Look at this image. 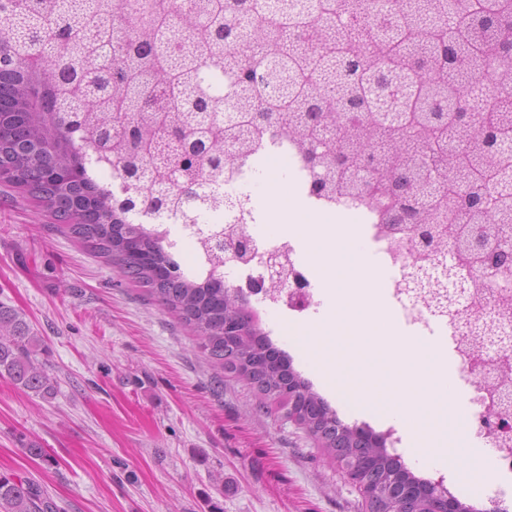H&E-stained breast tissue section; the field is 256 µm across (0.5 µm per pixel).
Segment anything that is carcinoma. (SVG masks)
<instances>
[{
    "label": "carcinoma",
    "mask_w": 512,
    "mask_h": 512,
    "mask_svg": "<svg viewBox=\"0 0 512 512\" xmlns=\"http://www.w3.org/2000/svg\"><path fill=\"white\" fill-rule=\"evenodd\" d=\"M0 0V185L16 189L170 312L258 406L288 410L282 383L299 378L256 324L245 298L224 287V173L248 165L276 137L297 145L309 192L344 202L368 197L411 247L436 262L474 265L447 250L457 227L496 245L509 265L512 235V0ZM496 85L485 96L483 84ZM237 96L234 118L199 114ZM401 104L399 120L375 115ZM109 165L112 198L93 161ZM370 165L369 180L354 174ZM140 210L154 227L133 224ZM201 225L211 266L198 283L176 242L155 228ZM239 331L225 354L224 324ZM25 316L0 304V377L48 401L57 381ZM298 423L329 454L340 442L393 470L380 448L313 392ZM3 512H51L21 481L0 478Z\"/></svg>",
    "instance_id": "cac0c4a2"
}]
</instances>
